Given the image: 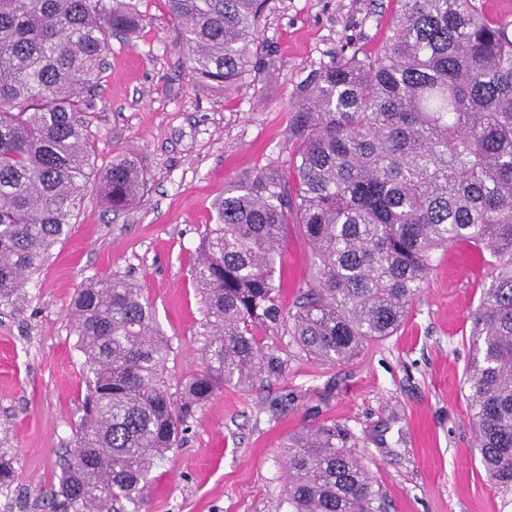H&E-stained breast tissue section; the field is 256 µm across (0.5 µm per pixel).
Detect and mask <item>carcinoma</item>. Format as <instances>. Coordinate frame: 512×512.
Wrapping results in <instances>:
<instances>
[{"instance_id": "carcinoma-1", "label": "carcinoma", "mask_w": 512, "mask_h": 512, "mask_svg": "<svg viewBox=\"0 0 512 512\" xmlns=\"http://www.w3.org/2000/svg\"><path fill=\"white\" fill-rule=\"evenodd\" d=\"M190 72L229 93L260 70L269 0H167ZM389 42L341 53L293 93L292 178L260 171L224 187L193 267L203 319L201 367L176 398L170 341L142 289L97 279L70 320L87 367L75 447L66 450L60 512H126L177 445L193 408L226 386L283 377L287 359L255 336L288 320L302 353L350 360L402 325L435 251L489 250L473 313L465 382L479 461L512 486V33L472 0H400ZM145 19L130 0H0V307L19 309L30 276L71 231L90 184L129 209L147 185L124 152L90 180L92 108L114 36ZM296 227L313 278L295 311L279 304L280 243ZM0 423V494L16 481ZM312 427L287 447L288 512H386L385 496L348 446Z\"/></svg>"}]
</instances>
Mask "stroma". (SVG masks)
<instances>
[{
  "label": "stroma",
  "mask_w": 512,
  "mask_h": 512,
  "mask_svg": "<svg viewBox=\"0 0 512 512\" xmlns=\"http://www.w3.org/2000/svg\"><path fill=\"white\" fill-rule=\"evenodd\" d=\"M134 3L144 27L133 41L113 39L88 119L96 168L135 149L148 184L118 216L89 191L69 236L27 284L23 307L0 309V420L10 422L17 469L0 512H52L46 496L75 444L86 393L68 318L77 288L110 277L142 289L171 341L166 380L180 395L201 366L192 268L216 196L265 168L290 172L297 86L341 52L380 50L400 9L398 0H270L263 66L224 94L196 84L167 0ZM281 253L288 312L311 279V256L294 229ZM487 273L467 244L439 250L398 331L367 341L345 363L305 356L288 323L257 328L287 359L283 377L224 387L200 406L153 468L136 512H288L286 444L295 432L330 425L351 433L389 512H512V488L494 485L479 463L464 381Z\"/></svg>",
  "instance_id": "stroma-1"
}]
</instances>
